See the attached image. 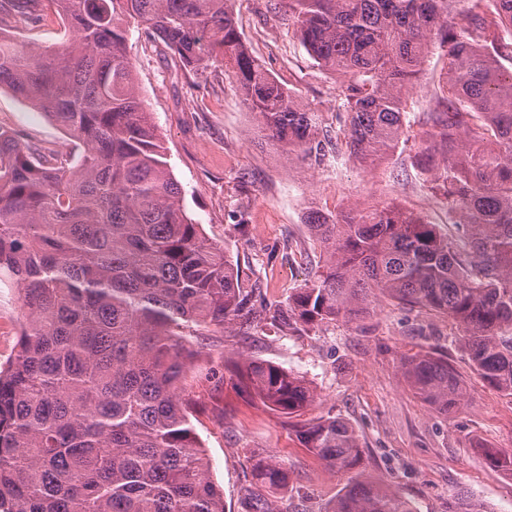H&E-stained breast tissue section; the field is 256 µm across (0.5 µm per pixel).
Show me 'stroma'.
<instances>
[{"label": "stroma", "instance_id": "1", "mask_svg": "<svg viewBox=\"0 0 512 512\" xmlns=\"http://www.w3.org/2000/svg\"><path fill=\"white\" fill-rule=\"evenodd\" d=\"M274 0H234L232 8L255 56L312 107L329 111L343 77L318 68ZM0 28L19 41L52 48L63 24L48 0L35 21L0 14ZM128 53L144 104L152 112L179 182L188 214L211 242L223 245L243 278L259 281L266 312L285 304L308 280L320 251L306 224L309 209L371 206L394 199L419 212L456 245L464 236L457 217L431 194L433 170L399 150L375 170L347 156L311 167L288 162L258 136L257 121L242 103L222 60L192 72L145 27L131 23ZM446 59L435 54L410 90L416 114L433 104ZM0 130L33 150L68 156V132L32 105L0 90ZM15 288L0 283V353L14 351L21 332ZM447 318L388 304L365 318L339 319L307 333L263 320L251 335L201 337L202 354L189 375L196 402L192 424L214 480L224 490L225 512H246L250 498L275 502L278 512H324L347 484L300 442L297 431L334 416L358 433L360 478L389 487L418 512H448L466 496L473 512H512V475L490 467L483 448L512 450V399L477 379ZM442 348L467 381L460 406L443 415L420 400L400 371L402 357ZM271 362L303 378L317 394L292 415L240 394L235 370L246 359ZM261 450L287 465V489L270 491L251 477V456Z\"/></svg>", "mask_w": 512, "mask_h": 512}]
</instances>
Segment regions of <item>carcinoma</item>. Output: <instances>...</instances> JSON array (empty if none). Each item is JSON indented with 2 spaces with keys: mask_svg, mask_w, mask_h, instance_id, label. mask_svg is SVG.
<instances>
[{
  "mask_svg": "<svg viewBox=\"0 0 512 512\" xmlns=\"http://www.w3.org/2000/svg\"><path fill=\"white\" fill-rule=\"evenodd\" d=\"M71 35L49 49L0 33V89L63 126L84 150L68 166L0 131V282L24 325L0 367V512H224L184 382L199 350L182 330L224 333L261 322L257 283L187 215L126 52L134 19L183 67L215 58L239 86L262 136L290 161L345 152L371 168L409 141L408 102L425 58L447 59L415 153L442 157L432 192L464 225L467 249L395 202L313 210L322 265L272 316L296 332L370 313L386 299L448 318L472 371L512 399V0H284L321 69L345 78L336 123L304 103L249 50L233 0H50ZM409 386L437 412L467 386L448 357H404ZM238 386L286 415L314 400L305 380L249 361ZM337 473L362 448L336 417L298 430ZM512 472V450L488 451ZM253 476L280 491L288 469L260 454ZM324 512H415L373 481L350 479Z\"/></svg>",
  "mask_w": 512,
  "mask_h": 512,
  "instance_id": "obj_1",
  "label": "carcinoma"
}]
</instances>
